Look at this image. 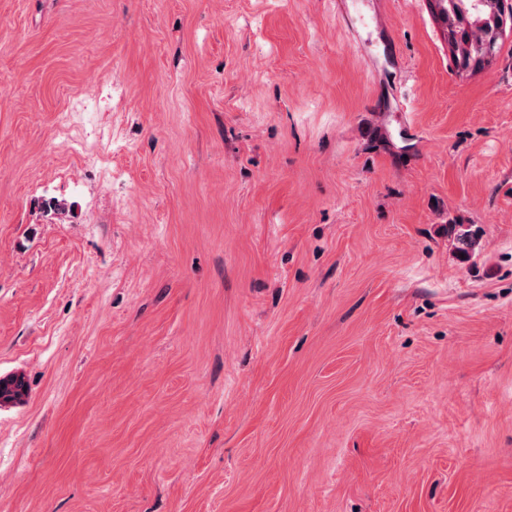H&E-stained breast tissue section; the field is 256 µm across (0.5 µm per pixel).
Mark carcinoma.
<instances>
[{"label": "carcinoma", "mask_w": 512, "mask_h": 512, "mask_svg": "<svg viewBox=\"0 0 512 512\" xmlns=\"http://www.w3.org/2000/svg\"><path fill=\"white\" fill-rule=\"evenodd\" d=\"M448 25V33L458 43L452 52L457 66L481 70L494 57L500 38L492 7L484 0H435Z\"/></svg>", "instance_id": "carcinoma-1"}]
</instances>
